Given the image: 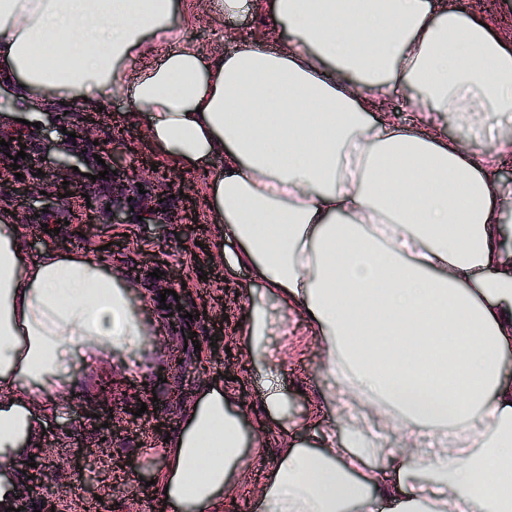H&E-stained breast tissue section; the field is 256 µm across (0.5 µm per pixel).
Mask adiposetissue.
<instances>
[{
	"instance_id": "ef3b65f1",
	"label": "adipose tissue",
	"mask_w": 512,
	"mask_h": 512,
	"mask_svg": "<svg viewBox=\"0 0 512 512\" xmlns=\"http://www.w3.org/2000/svg\"><path fill=\"white\" fill-rule=\"evenodd\" d=\"M289 33L210 59L172 46L174 0H0V75L32 109L49 95L133 105L161 155L224 166L205 202L251 302L244 347L268 356L284 313L308 311L325 369L351 376L339 430L286 445L254 512H512V272L496 225L512 185L489 168L512 147V38L428 0H273ZM147 48L155 63L128 74ZM412 95L409 129L374 107ZM452 117L459 139L441 129ZM0 209V498L41 444L70 365L136 356L152 329L110 258L44 249L26 262ZM228 391L198 393L163 451L154 492L172 512H224L245 437ZM393 435L398 478L380 485L372 427Z\"/></svg>"
}]
</instances>
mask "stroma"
I'll list each match as a JSON object with an SVG mask.
<instances>
[{
  "instance_id": "obj_1",
  "label": "stroma",
  "mask_w": 512,
  "mask_h": 512,
  "mask_svg": "<svg viewBox=\"0 0 512 512\" xmlns=\"http://www.w3.org/2000/svg\"><path fill=\"white\" fill-rule=\"evenodd\" d=\"M177 2V27L206 57L230 54L243 41L276 50L288 39L286 32L275 30L263 18L243 14L219 21L211 15L209 0ZM77 106L73 99L53 103L39 126L28 127L33 162H43V147L47 144L58 151L79 152V145L64 137L56 119L57 114L75 111ZM116 148L133 166L141 159H150L161 172L173 177L186 195L197 200L194 222L200 225L209 249L198 250L185 225H116L102 216L90 222L76 202L70 209L53 211L43 223L21 225L26 257L31 262L48 247L63 253L83 252L93 258L100 246L119 242V249L110 253L113 264L136 278L132 294L143 298L146 317L162 322L152 350L141 362L105 371L97 364L76 361L75 373L82 384L76 397L58 398L57 412L45 420L42 443L53 449L54 457L51 465L43 467L33 498L43 501L54 489L57 470L68 469L73 473L75 490L56 501V512H83L88 496L97 497L96 512H162L153 489L142 483L143 476L154 474L162 461L157 456L146 458L143 449L163 447L167 434L178 429L183 406L195 392L209 385L229 386L240 404L246 447L225 497L229 512H250L262 490L265 473L278 461L282 438L315 450L321 435L340 425L338 413L324 401L334 382L325 373L322 347L302 315L288 311L286 332L273 339L271 355L275 361L272 367L288 394V416L296 427L285 437L275 424L259 430V420L266 417L262 381L270 366L250 360L242 346L247 328L241 319L248 314L250 303L237 296V288L226 287L220 274L212 273L205 279L199 276L207 252L219 250L216 226L200 205L206 191L204 181L161 156L146 128L117 141ZM156 269L161 271V278L153 277ZM165 288L179 289L185 298L206 293L210 300L209 322L174 319L160 301ZM191 331L196 332L201 347L188 352L184 349L185 337ZM228 355L236 363V379L232 382L222 375ZM152 400L159 407L157 416H137L140 405ZM93 408L111 409L117 427L109 435H101L99 429L82 421L84 411ZM103 436L109 443L100 449L98 463L85 464L82 446Z\"/></svg>"
}]
</instances>
